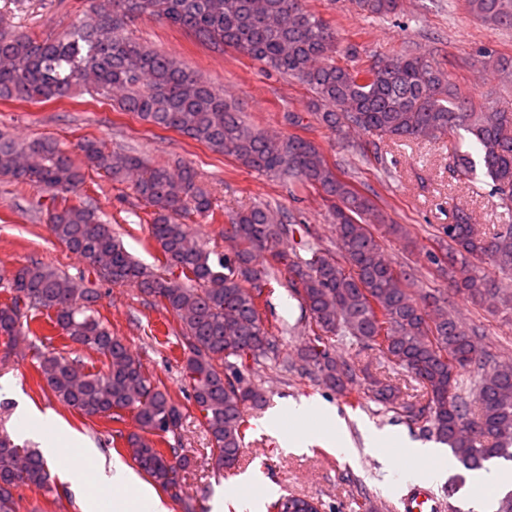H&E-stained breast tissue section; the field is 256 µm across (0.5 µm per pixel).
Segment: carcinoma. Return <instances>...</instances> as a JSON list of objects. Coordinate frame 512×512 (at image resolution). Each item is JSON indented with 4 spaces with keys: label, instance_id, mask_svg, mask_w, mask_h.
Listing matches in <instances>:
<instances>
[{
    "label": "carcinoma",
    "instance_id": "obj_1",
    "mask_svg": "<svg viewBox=\"0 0 512 512\" xmlns=\"http://www.w3.org/2000/svg\"><path fill=\"white\" fill-rule=\"evenodd\" d=\"M370 16L397 11L398 0H352ZM471 11L491 26L512 25V0H469ZM157 18L185 29L203 44L231 48L268 69L300 79L315 93L320 121L332 130L355 127L380 140H437L466 131L480 151L475 160L457 146L452 171L463 184L482 162L507 209H512V113L468 111V102L448 88L444 72L417 57L375 59L347 67L333 60L336 31L306 9L303 0H112V16L97 10L63 35L46 40L22 32H0V101L34 104L71 99L82 91L101 98L122 91L119 107L164 130L231 157L244 167L285 184L323 191L338 254L315 243L310 228L277 220L263 204L227 216L230 253L212 262L180 218L207 216L212 199L195 171L174 173L157 165L141 174L135 193L153 208L151 238L173 278L136 261L112 234V225L88 198L76 195L85 169L119 180L141 166L135 156L107 153L98 142L78 145L81 161L52 138L21 143L0 134V176L50 194L49 231L92 265L104 264L99 279L132 284L170 310L181 324L183 373L219 467L237 464L246 437V408H261L266 392L245 375L247 362L278 357V339L259 311L264 289L282 272L303 312L306 339L299 359L321 384L348 395L356 368L337 355L346 341L375 351L406 370L424 389L415 402L398 403L396 388L371 381L375 397L399 408L412 424L448 446L462 469L474 474L494 458L512 460V365L490 367L477 335L448 314L439 300L416 297L409 276L386 258L370 224L409 241L407 229L387 224L374 201L342 179L323 152L298 135L275 139L245 120L210 83L177 61L126 35L130 22ZM300 235L310 253L290 257L284 239ZM442 258L454 291L490 307L512 310V285L474 270L487 260L512 275V224L486 232L458 209L446 226ZM9 301L0 304V345L6 352L33 333L30 321L46 311L62 339L107 361L104 373L85 370L81 359L35 348L43 385L66 406L88 417L120 421L134 414L138 431L126 443L137 467L174 498L183 492L189 459L177 448L159 447L176 434L181 408L145 372L123 338L100 320L95 288H80L68 274L41 262L16 270ZM48 469L42 456L0 435V512H17L15 491L43 487Z\"/></svg>",
    "mask_w": 512,
    "mask_h": 512
}]
</instances>
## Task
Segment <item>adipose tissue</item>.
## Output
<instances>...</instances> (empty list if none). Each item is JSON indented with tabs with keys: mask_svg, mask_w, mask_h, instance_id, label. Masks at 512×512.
I'll list each match as a JSON object with an SVG mask.
<instances>
[{
	"mask_svg": "<svg viewBox=\"0 0 512 512\" xmlns=\"http://www.w3.org/2000/svg\"><path fill=\"white\" fill-rule=\"evenodd\" d=\"M18 413L19 421L30 422L33 428L52 433V440L41 449L47 465L53 466L61 459H68L65 474L68 478L78 479L86 455L74 452L70 444L58 439L61 424L52 416L25 405L19 406ZM96 485L97 494L90 497L88 512H100L99 507L105 500L111 501L112 512H168L163 501L145 487L120 458L99 466Z\"/></svg>",
	"mask_w": 512,
	"mask_h": 512,
	"instance_id": "1",
	"label": "adipose tissue"
}]
</instances>
